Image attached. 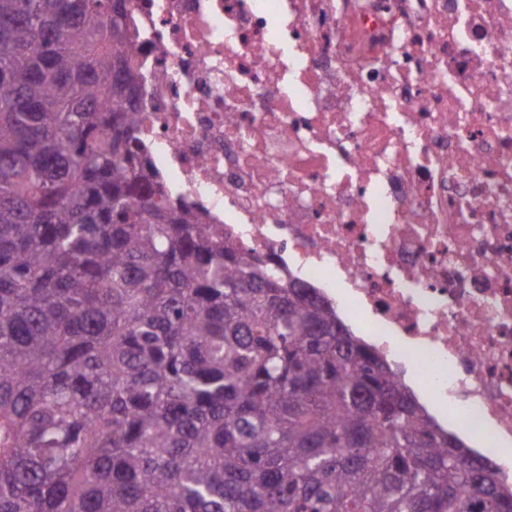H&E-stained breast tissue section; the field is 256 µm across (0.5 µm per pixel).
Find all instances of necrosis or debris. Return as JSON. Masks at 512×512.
Listing matches in <instances>:
<instances>
[{"mask_svg": "<svg viewBox=\"0 0 512 512\" xmlns=\"http://www.w3.org/2000/svg\"><path fill=\"white\" fill-rule=\"evenodd\" d=\"M165 192L512 484V0H129Z\"/></svg>", "mask_w": 512, "mask_h": 512, "instance_id": "1", "label": "necrosis or debris"}]
</instances>
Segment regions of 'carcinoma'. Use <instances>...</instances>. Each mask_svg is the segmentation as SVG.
<instances>
[{
    "label": "carcinoma",
    "instance_id": "obj_1",
    "mask_svg": "<svg viewBox=\"0 0 512 512\" xmlns=\"http://www.w3.org/2000/svg\"><path fill=\"white\" fill-rule=\"evenodd\" d=\"M126 0H0V512H512L313 288L170 202Z\"/></svg>",
    "mask_w": 512,
    "mask_h": 512
}]
</instances>
